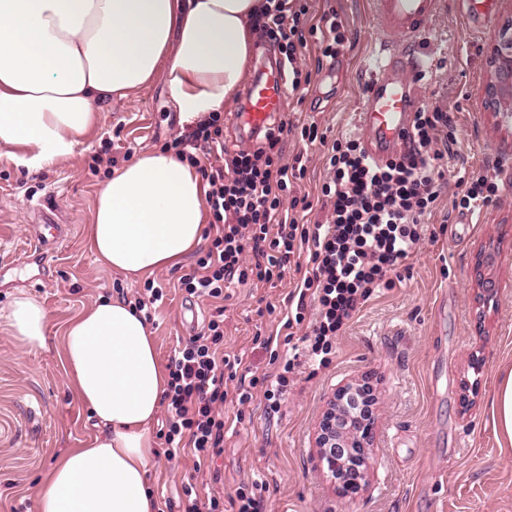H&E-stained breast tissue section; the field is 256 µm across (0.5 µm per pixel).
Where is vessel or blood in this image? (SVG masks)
<instances>
[{
	"mask_svg": "<svg viewBox=\"0 0 512 512\" xmlns=\"http://www.w3.org/2000/svg\"><path fill=\"white\" fill-rule=\"evenodd\" d=\"M443 0H374L379 24L405 44L428 35L427 23L437 15ZM418 60H406L391 44H384L373 61V75L366 86L358 113L359 126L367 140V151L376 161L394 156L410 130L411 117L420 106L412 91V80L422 74ZM286 99L282 70H260L246 94L237 119L241 129L253 133L270 126L282 112Z\"/></svg>",
	"mask_w": 512,
	"mask_h": 512,
	"instance_id": "b4317fda",
	"label": "vessel or blood"
}]
</instances>
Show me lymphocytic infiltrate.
Returning a JSON list of instances; mask_svg holds the SVG:
<instances>
[{
    "label": "lymphocytic infiltrate",
    "instance_id": "1",
    "mask_svg": "<svg viewBox=\"0 0 512 512\" xmlns=\"http://www.w3.org/2000/svg\"><path fill=\"white\" fill-rule=\"evenodd\" d=\"M305 14V7L293 0H266L254 21L260 38L277 46L282 62L294 67L298 50L308 46ZM301 83L302 72L295 67L293 90H300ZM292 129L291 122H280L264 130L253 147L230 155L224 148V118L215 112L170 143L179 161L196 167L205 180V205L216 228L195 269L180 277V288L202 300L220 299L235 283L273 284L299 273L282 327L288 343L296 339L294 329H303L299 339L304 353L271 352L274 374L240 375V359L221 354L224 310L216 308L206 332L189 338L168 358L160 430L167 458L186 447L202 462L221 455L228 398L244 405L259 388L267 410L276 413L288 397L300 357L327 367L342 328L376 289L393 287L418 254L425 219L448 182L455 132L450 113L440 106H421L400 151L382 164L369 157L360 140L345 136L330 142L316 123L302 124L298 129L306 145L330 144L328 177L313 202L288 195L291 183L307 174L302 156L290 164L283 161L282 138ZM501 192L496 175L462 176L452 207L472 214L497 202ZM297 208L316 212L313 224L299 223L292 215ZM230 381L235 384L231 390L226 387ZM185 512H263V502L241 487L229 498L210 494L190 499Z\"/></svg>",
    "mask_w": 512,
    "mask_h": 512
}]
</instances>
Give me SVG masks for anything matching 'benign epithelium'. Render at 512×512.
<instances>
[{
    "label": "benign epithelium",
    "mask_w": 512,
    "mask_h": 512,
    "mask_svg": "<svg viewBox=\"0 0 512 512\" xmlns=\"http://www.w3.org/2000/svg\"><path fill=\"white\" fill-rule=\"evenodd\" d=\"M488 79L484 107L496 116L512 117V17L498 26L486 51ZM362 394L375 403L371 377L365 375L336 388L321 414L315 433L319 460L326 464L336 493L358 494L369 481V451L373 445L375 418L348 412L346 400Z\"/></svg>",
    "instance_id": "obj_1"
}]
</instances>
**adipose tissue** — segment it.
Returning a JSON list of instances; mask_svg holds the SVG:
<instances>
[{"label":"adipose tissue","instance_id":"ef3b65f1","mask_svg":"<svg viewBox=\"0 0 512 512\" xmlns=\"http://www.w3.org/2000/svg\"><path fill=\"white\" fill-rule=\"evenodd\" d=\"M264 0H0V150L31 169L71 157L101 108L163 80L181 124L235 100ZM205 190L173 156L146 151L98 190L86 246L134 278L178 266L200 243ZM0 319L26 348H45L49 316L19 294ZM66 379L98 432L53 468L37 512H157L147 485L152 425L167 376L148 323L114 298L63 335Z\"/></svg>","mask_w":512,"mask_h":512}]
</instances>
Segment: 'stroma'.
Returning <instances> with one entry per match:
<instances>
[{
  "label": "stroma",
  "instance_id": "35a3bbf8",
  "mask_svg": "<svg viewBox=\"0 0 512 512\" xmlns=\"http://www.w3.org/2000/svg\"><path fill=\"white\" fill-rule=\"evenodd\" d=\"M417 47L429 68L415 91L450 112L457 141L451 172L512 176V148L481 101L485 49L491 32L468 23L463 0H445ZM307 25L335 10L346 41L336 59L316 63L306 50L298 65L311 74L303 93L288 92L283 120L316 122L327 138L358 135L355 114L369 79L372 51L389 35L373 0H306ZM178 115L163 81L115 99L95 129L65 161L27 170L0 154V308L29 293L48 312L47 348L29 350L0 323V512H37V499L60 456L88 448L96 430L88 408L66 383L63 333L70 320L99 300L133 297L143 281L104 269L86 249L95 195L114 166L142 151L163 149L180 136ZM444 193L419 254L402 282L378 290L336 339L332 363L318 371L296 368L288 398L267 412L262 393L224 406V452L196 474L191 451L153 466L148 490L158 512H184L183 487L197 478L199 494H227L262 482L265 512H512V447L493 427L498 372L512 367V185L499 202L458 214ZM50 200L64 236L38 246L35 206ZM197 259L163 268L151 278L164 287L153 327L160 360L178 342L203 332L211 301L177 289ZM495 282V306L483 307L478 278ZM292 278L230 288L224 311V353L252 374L272 372L260 337L277 336L288 310ZM480 370H473L475 359ZM372 375L378 393L377 437L367 489L338 497L313 446L315 425L338 384ZM477 393L463 404L465 383Z\"/></svg>",
  "mask_w": 512,
  "mask_h": 512
}]
</instances>
